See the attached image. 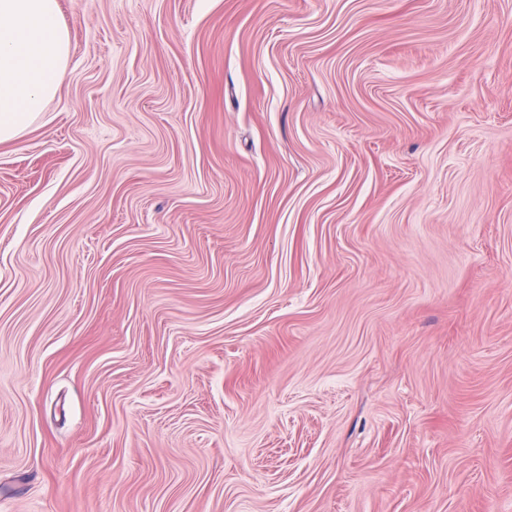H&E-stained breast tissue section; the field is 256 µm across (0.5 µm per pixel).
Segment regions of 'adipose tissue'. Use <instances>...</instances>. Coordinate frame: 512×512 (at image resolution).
<instances>
[{"label":"adipose tissue","instance_id":"1","mask_svg":"<svg viewBox=\"0 0 512 512\" xmlns=\"http://www.w3.org/2000/svg\"><path fill=\"white\" fill-rule=\"evenodd\" d=\"M57 0H0V143L37 119L65 69L69 35Z\"/></svg>","mask_w":512,"mask_h":512}]
</instances>
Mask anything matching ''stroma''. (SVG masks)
I'll return each mask as SVG.
<instances>
[{"mask_svg": "<svg viewBox=\"0 0 512 512\" xmlns=\"http://www.w3.org/2000/svg\"><path fill=\"white\" fill-rule=\"evenodd\" d=\"M58 2L0 512H512V0Z\"/></svg>", "mask_w": 512, "mask_h": 512, "instance_id": "35a3bbf8", "label": "stroma"}]
</instances>
